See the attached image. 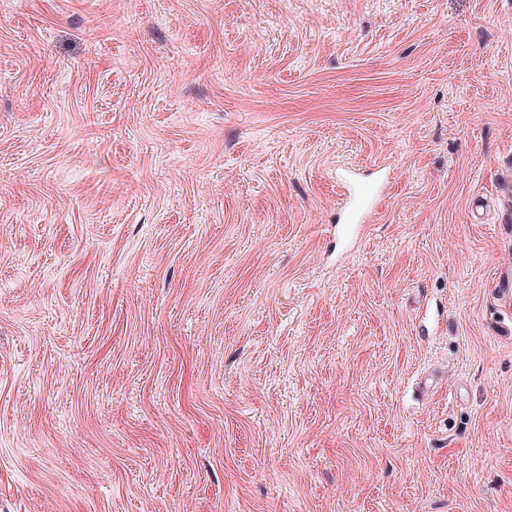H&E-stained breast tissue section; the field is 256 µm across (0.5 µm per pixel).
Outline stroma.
Here are the masks:
<instances>
[{"instance_id": "stroma-1", "label": "stroma", "mask_w": 512, "mask_h": 512, "mask_svg": "<svg viewBox=\"0 0 512 512\" xmlns=\"http://www.w3.org/2000/svg\"><path fill=\"white\" fill-rule=\"evenodd\" d=\"M507 178L512 0H0V512H512Z\"/></svg>"}]
</instances>
